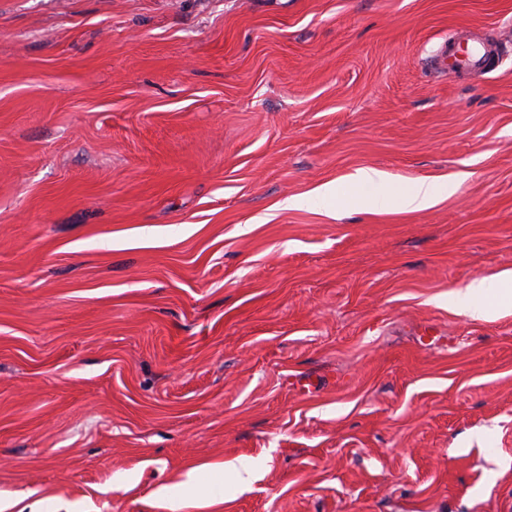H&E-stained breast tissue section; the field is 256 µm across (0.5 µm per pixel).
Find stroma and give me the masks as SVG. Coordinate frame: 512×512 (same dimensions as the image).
<instances>
[{
	"instance_id": "1",
	"label": "stroma",
	"mask_w": 512,
	"mask_h": 512,
	"mask_svg": "<svg viewBox=\"0 0 512 512\" xmlns=\"http://www.w3.org/2000/svg\"><path fill=\"white\" fill-rule=\"evenodd\" d=\"M504 270L512 0H0V499L512 512V308L448 306ZM466 51L459 55L456 41L445 39L433 52L435 64L439 68L448 69L455 73L463 72L474 75L489 68L496 55V47L478 39H467ZM352 179L376 210H385L393 202H397L399 208L404 211L428 210L441 202L446 194L448 197L452 195L457 186L453 180L440 185L427 178H418L401 187L395 185L386 172L375 168L360 169Z\"/></svg>"
}]
</instances>
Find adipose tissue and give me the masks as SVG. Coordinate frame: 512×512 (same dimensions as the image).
<instances>
[{
    "mask_svg": "<svg viewBox=\"0 0 512 512\" xmlns=\"http://www.w3.org/2000/svg\"><path fill=\"white\" fill-rule=\"evenodd\" d=\"M353 181L372 207L384 210L391 205L410 212L433 208L445 196L456 190L455 181L441 185L434 181L419 178L408 185H395L384 171L363 168L356 172ZM512 305V271L506 270L494 280H476L453 296V308L474 319H488L499 313L502 307Z\"/></svg>",
    "mask_w": 512,
    "mask_h": 512,
    "instance_id": "1",
    "label": "adipose tissue"
}]
</instances>
